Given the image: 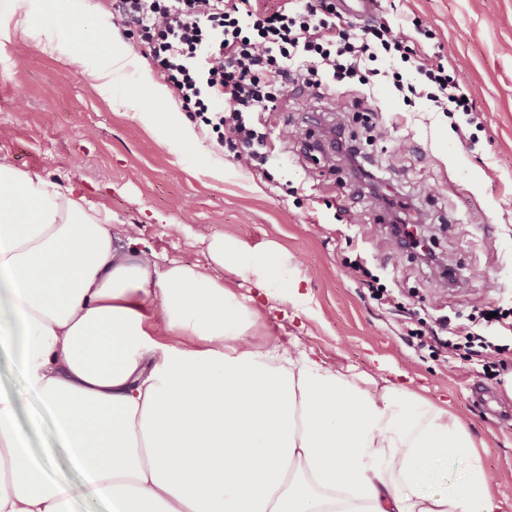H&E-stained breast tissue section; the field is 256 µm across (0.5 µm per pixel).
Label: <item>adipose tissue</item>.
I'll return each instance as SVG.
<instances>
[{"label": "adipose tissue", "instance_id": "ef3b65f1", "mask_svg": "<svg viewBox=\"0 0 512 512\" xmlns=\"http://www.w3.org/2000/svg\"><path fill=\"white\" fill-rule=\"evenodd\" d=\"M139 86L154 106L134 119L194 152L150 69ZM209 251L259 290L300 287L275 250L221 238ZM259 316L212 275L159 264L74 185L0 160V352L51 412L92 501L109 512H495L460 418L279 336L251 344ZM448 457L471 462L462 490L422 491L420 476ZM53 464L32 454L0 388V512H72Z\"/></svg>", "mask_w": 512, "mask_h": 512}]
</instances>
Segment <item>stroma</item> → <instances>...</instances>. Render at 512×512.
Segmentation results:
<instances>
[{"label": "stroma", "mask_w": 512, "mask_h": 512, "mask_svg": "<svg viewBox=\"0 0 512 512\" xmlns=\"http://www.w3.org/2000/svg\"><path fill=\"white\" fill-rule=\"evenodd\" d=\"M16 9L69 38L102 35L131 47L127 65L112 74L111 92L101 94L83 74L103 64L98 49L83 68L67 65L59 52L22 38ZM376 15L391 24L419 20L423 31L410 49L444 65L474 111L450 116L424 98L404 102L386 75L390 62L381 58L379 76L354 93L316 97L290 87L257 125L275 161L246 170L202 123L194 125L197 151L186 154L130 119L126 99L145 59L134 51L136 36L113 24L109 0H0V130L9 131L0 137V158L79 186L140 248L205 267L241 300L257 299L264 320L249 331L250 341L276 332L314 358L405 386L459 416L493 479L495 512H512V395L504 387L512 332L482 318L490 309H512V0H377ZM358 93L368 97V110L354 107ZM336 123L358 137L390 191L414 199L457 285L392 247L386 213L374 198L355 195L344 162L301 154V141ZM287 124L295 129L289 140L280 135ZM401 142L408 152L398 153ZM227 235L277 247L290 275L301 278L305 301L294 302L286 288L259 294L250 276L215 264L209 245ZM357 261L366 274L353 270ZM372 275L392 289L394 306L371 298ZM441 315L496 337L507 348L503 365L477 379L460 356L410 345L409 331ZM0 387L17 397L19 423L33 447L56 454L54 478L77 483L47 411L2 353ZM468 467L461 458L434 461L422 488L456 491Z\"/></svg>", "instance_id": "stroma-1"}]
</instances>
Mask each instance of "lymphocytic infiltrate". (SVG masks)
I'll return each mask as SVG.
<instances>
[{
    "label": "lymphocytic infiltrate",
    "mask_w": 512,
    "mask_h": 512,
    "mask_svg": "<svg viewBox=\"0 0 512 512\" xmlns=\"http://www.w3.org/2000/svg\"><path fill=\"white\" fill-rule=\"evenodd\" d=\"M112 16L138 31L141 53L156 63L183 109L222 132L228 148L249 145L254 161L267 158L268 145L252 117L275 111L276 91L298 83L352 85L382 54L400 57L423 77L416 85L393 72L401 94L427 98L448 113L473 109L444 66L408 53V24L394 27L371 15L352 24L337 14L333 0H112ZM305 150L344 158L359 190L380 194L396 232L414 224L409 203L382 191L378 170L365 165L344 133L325 144L306 143ZM438 325L446 334L439 348L482 368H492L505 351L472 328L452 329L444 319Z\"/></svg>",
    "instance_id": "1"
}]
</instances>
